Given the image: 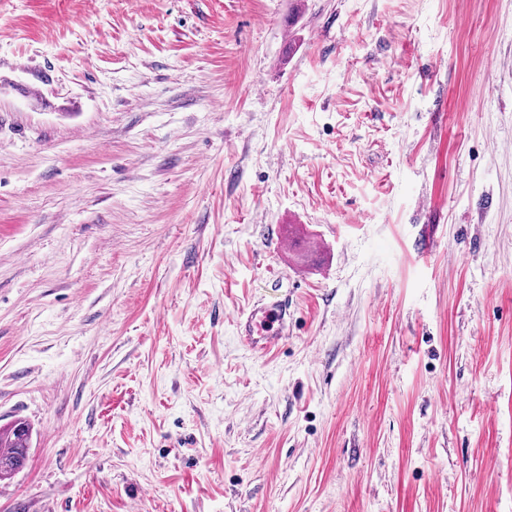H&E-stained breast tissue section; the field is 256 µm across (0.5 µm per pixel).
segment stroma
I'll use <instances>...</instances> for the list:
<instances>
[{"label":"stroma","instance_id":"stroma-1","mask_svg":"<svg viewBox=\"0 0 512 512\" xmlns=\"http://www.w3.org/2000/svg\"><path fill=\"white\" fill-rule=\"evenodd\" d=\"M18 418L0 512H512V0H0ZM287 319L288 305L257 302L239 317L237 325L246 343L263 353L278 344ZM32 429L18 419L7 428H0V479L11 477L22 468L31 447Z\"/></svg>","mask_w":512,"mask_h":512}]
</instances>
